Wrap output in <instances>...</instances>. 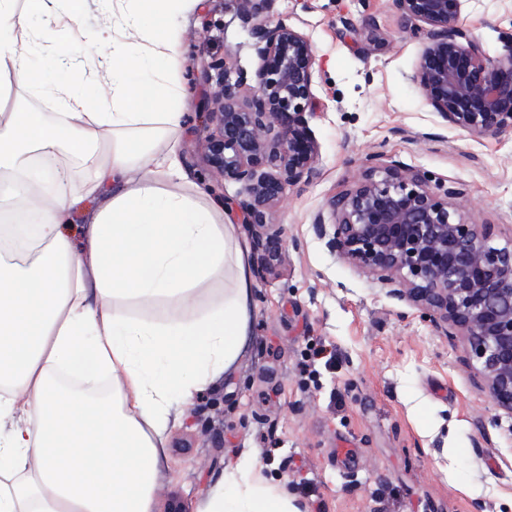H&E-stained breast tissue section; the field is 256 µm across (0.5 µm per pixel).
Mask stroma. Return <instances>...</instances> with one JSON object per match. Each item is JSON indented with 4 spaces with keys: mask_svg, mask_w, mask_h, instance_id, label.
Here are the masks:
<instances>
[{
    "mask_svg": "<svg viewBox=\"0 0 512 512\" xmlns=\"http://www.w3.org/2000/svg\"><path fill=\"white\" fill-rule=\"evenodd\" d=\"M272 16L315 50L307 120L318 174L271 212L286 250L275 275L254 280L238 357L169 411L155 512L174 495L204 512L243 459L298 512H512V417L475 384L462 339L390 300L313 229L381 153L462 187L464 216L512 240V132L475 136L434 112L415 79L424 37L393 0H275ZM458 24L500 57L512 0H465ZM180 29L184 164L212 196L235 201L239 184L214 175L198 149L211 132L203 98L217 86L208 62L254 80L252 38L239 0H193Z\"/></svg>",
    "mask_w": 512,
    "mask_h": 512,
    "instance_id": "obj_1",
    "label": "stroma"
}]
</instances>
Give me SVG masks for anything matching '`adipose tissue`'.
Wrapping results in <instances>:
<instances>
[{
	"instance_id": "adipose-tissue-1",
	"label": "adipose tissue",
	"mask_w": 512,
	"mask_h": 512,
	"mask_svg": "<svg viewBox=\"0 0 512 512\" xmlns=\"http://www.w3.org/2000/svg\"><path fill=\"white\" fill-rule=\"evenodd\" d=\"M0 0V211L28 194L40 162L79 159L74 183L51 169L33 199L27 251L0 248V512H153L171 403L236 359L252 286L230 207L194 184L172 144L186 107L176 18L187 0H110L112 39L58 47L83 0ZM138 57L141 69L131 72ZM109 90L92 92L93 71ZM53 104L16 110L19 94ZM86 222L68 230L72 216ZM224 296L200 305L216 277ZM151 304L156 323L122 310ZM204 512H297L255 467L235 464Z\"/></svg>"
}]
</instances>
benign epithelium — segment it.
<instances>
[{
	"label": "benign epithelium",
	"instance_id": "obj_1",
	"mask_svg": "<svg viewBox=\"0 0 512 512\" xmlns=\"http://www.w3.org/2000/svg\"><path fill=\"white\" fill-rule=\"evenodd\" d=\"M275 0H240L258 59L254 84L214 62L221 82L204 159L241 184L237 207L252 228L270 224L286 190L317 173L319 146L306 115L313 105L315 56L310 39L280 18ZM465 0H394L425 38L416 79L448 124L483 136L512 131V43L490 59L457 25ZM355 188L328 201L334 222L315 218L331 254L376 279L386 296L410 302L444 335L464 341V362L496 409L512 416V247L493 242L488 224H474L453 205L463 194L430 174L403 169L381 154L366 158ZM261 273L280 266V232L253 233Z\"/></svg>",
	"mask_w": 512,
	"mask_h": 512
}]
</instances>
